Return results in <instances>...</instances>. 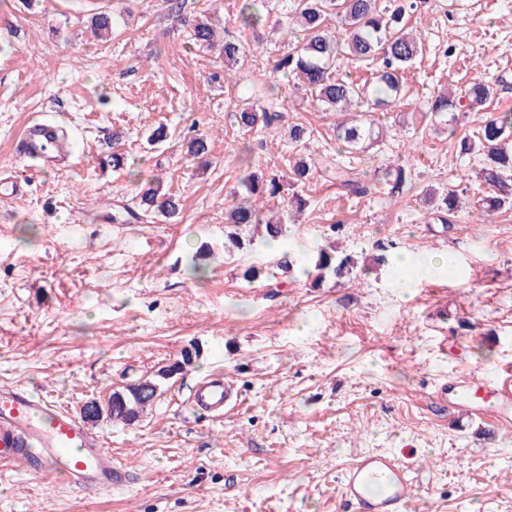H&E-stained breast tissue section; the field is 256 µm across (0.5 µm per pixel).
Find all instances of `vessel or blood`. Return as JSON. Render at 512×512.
<instances>
[{
  "mask_svg": "<svg viewBox=\"0 0 512 512\" xmlns=\"http://www.w3.org/2000/svg\"><path fill=\"white\" fill-rule=\"evenodd\" d=\"M21 159L39 160L57 168L76 159L68 136L59 126L36 121L16 145ZM232 385L212 378L199 383L191 401L199 410L221 417L233 402ZM436 397L468 414L512 419V374L471 375L441 386ZM27 460L30 473L63 476L69 485L99 492L128 488L131 473L112 460L101 437L83 421L19 389H0V467ZM414 487L408 471L390 453L362 455L345 472L339 493L340 512H408Z\"/></svg>",
  "mask_w": 512,
  "mask_h": 512,
  "instance_id": "vessel-or-blood-1",
  "label": "vessel or blood"
}]
</instances>
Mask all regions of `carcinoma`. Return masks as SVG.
<instances>
[{
	"mask_svg": "<svg viewBox=\"0 0 512 512\" xmlns=\"http://www.w3.org/2000/svg\"><path fill=\"white\" fill-rule=\"evenodd\" d=\"M258 0H241L238 18L241 25L253 31L267 26V17L256 7ZM417 0H285L282 16L273 28L296 39L276 61L274 70L283 75L296 76L315 101L338 112H346L352 103L362 101L376 110L395 104L402 96L403 74L406 67L423 52V42L406 32L405 20L415 13ZM334 14L346 30V38L337 39L328 31L325 21ZM192 29L191 38L201 48L212 46L215 30L200 19L185 20ZM249 49L238 41H224V62L233 65L245 60ZM350 66L364 64L374 67L375 78L370 84L360 85L351 78L335 73L340 63ZM494 94L493 84L482 76L472 79L461 96L441 93L434 97L431 112L439 124L448 125V136L455 135L456 113L484 105ZM279 101L263 105L247 104L236 118L244 129L268 127L278 118ZM375 135L374 122L342 124L336 127V140L348 149H358ZM512 113L502 112L485 122L478 132V139L463 137L458 141V151L471 155L476 151L484 155L477 177L492 193L484 198L485 208L491 213L512 207ZM384 184L390 193L402 194L410 177L405 165L392 164L384 173ZM280 177L265 176L247 169L240 178V190L234 193L238 200L230 202L224 217V252L230 254L244 245H253L254 237L264 242L278 241L285 235V225L274 217H264L258 201L280 193ZM456 191L449 190L428 198L431 210L441 214L439 221L447 223L443 214L453 213L459 207ZM139 207L126 211L127 219L140 221L151 212L172 216L178 210L176 198L162 191L161 185H151L141 192ZM252 233L243 236V230ZM313 268L316 280L330 272L338 278L353 269L348 256L338 257L325 249L318 252ZM192 354L185 351L181 358L165 366L158 377L171 378L191 364ZM159 383L143 379L112 391L106 402L89 401L83 407V417L96 422L105 417L110 421L132 425L151 407L158 397Z\"/></svg>",
	"mask_w": 512,
	"mask_h": 512,
	"instance_id": "carcinoma-1",
	"label": "carcinoma"
}]
</instances>
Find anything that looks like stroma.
Masks as SVG:
<instances>
[{
  "label": "stroma",
  "mask_w": 512,
  "mask_h": 512,
  "mask_svg": "<svg viewBox=\"0 0 512 512\" xmlns=\"http://www.w3.org/2000/svg\"><path fill=\"white\" fill-rule=\"evenodd\" d=\"M95 7L114 21L102 41L88 30ZM185 11L215 27L213 48L195 47L165 0H0V174L28 182L22 197L0 198V386L76 414L195 354L136 424L91 425L133 487L90 497L0 468V512H338L345 468L382 451L416 476L412 512H512V422L489 441L488 419L430 400L472 370L512 371V210L485 214L478 159L457 151L487 117L512 112V0H425L409 20L426 50L404 73V98L375 112L383 138L354 154L336 139V112L275 71L281 36L228 69L225 39L256 41L238 0H186ZM480 73L495 88L484 110L460 113L455 137L434 131L432 98ZM271 84L282 120L240 129L243 100ZM33 118L69 128L74 166L16 160ZM294 124L310 141L289 143ZM158 127L167 138L156 143ZM193 136L206 141L202 158L187 153ZM116 146L127 156L120 169L105 163ZM244 148L268 175L302 156L338 160L367 191L346 195L318 170L288 182L269 208L295 194L308 205L278 249L259 242L225 257L224 203ZM403 155L411 187L392 202L378 180ZM158 179L178 214L120 220ZM432 188L461 199L447 223L423 202ZM204 243L212 252L195 278L190 258ZM332 244L355 269L312 283L306 269ZM383 251L389 263L374 265ZM286 252L300 257L292 276L278 264ZM401 255H445L463 273L401 294L389 286ZM251 266L262 273L244 280ZM218 375L240 396L219 422L189 402Z\"/></svg>",
  "instance_id": "stroma-1"
}]
</instances>
